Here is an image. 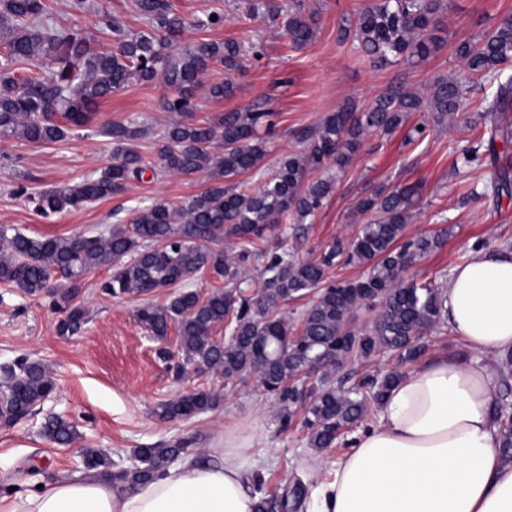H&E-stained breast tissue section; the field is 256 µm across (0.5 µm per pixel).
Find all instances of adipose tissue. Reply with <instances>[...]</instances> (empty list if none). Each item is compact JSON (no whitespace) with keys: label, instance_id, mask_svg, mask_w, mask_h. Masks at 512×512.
<instances>
[{"label":"adipose tissue","instance_id":"obj_1","mask_svg":"<svg viewBox=\"0 0 512 512\" xmlns=\"http://www.w3.org/2000/svg\"><path fill=\"white\" fill-rule=\"evenodd\" d=\"M442 318L464 356L440 354L403 371L374 423L329 461L311 452L305 512H512V461L501 450L499 368L512 354V250H480L452 269ZM254 441L191 452L150 481L94 472L0 497V512H255L247 464Z\"/></svg>","mask_w":512,"mask_h":512}]
</instances>
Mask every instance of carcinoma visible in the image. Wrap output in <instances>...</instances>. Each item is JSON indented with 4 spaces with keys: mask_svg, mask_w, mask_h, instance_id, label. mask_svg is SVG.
Returning <instances> with one entry per match:
<instances>
[{
    "mask_svg": "<svg viewBox=\"0 0 512 512\" xmlns=\"http://www.w3.org/2000/svg\"><path fill=\"white\" fill-rule=\"evenodd\" d=\"M133 10L146 22L137 32L110 26L118 46L98 50L91 39L72 27L49 21L47 0H0V43L6 45L0 61V136H14L32 143H53L67 137L73 126L88 122L89 104L134 82L161 77L175 95L165 98L164 108L184 117L170 125L158 147L159 169L170 176L205 178V188L178 204L155 203L138 211L132 222L113 227L108 235L30 237L0 225V282L24 295L53 293L67 311L58 325L60 335L78 332L85 312L71 301L78 281L90 271L106 267L110 278L102 283L113 297H139L186 283L207 270L229 288H218L202 298L184 289L163 303H143L136 312L139 323L157 340L176 329L184 364L200 372H216L232 381L254 373L263 391L279 404L282 426L298 411L308 431L310 447L325 450L344 431L362 422L400 370L383 378L366 379L346 386L332 375L349 362L387 351L397 365L420 359L425 352L423 336L441 319V285L416 284L403 279L408 264L417 256L439 247L447 230L433 236L403 241L411 218L416 189L413 186L380 188L359 199V214L369 219L348 245L337 242L319 259L296 262L279 253L270 255L259 293L246 298L233 291L246 263L260 252L266 232L293 215L302 220L315 213L332 192L335 179H310L332 163L342 169L372 131L390 133L406 123L413 112H430L438 122L475 108L478 118L489 121V134H480L461 149L471 165L483 151L497 165L492 195L496 201L512 198V166L498 164L494 142L506 113L512 111V74L503 65L512 61V17L503 19L476 42H463L455 57L465 76L436 81L427 96L392 86L360 108L347 103L326 114L316 128H303L297 138L302 151L282 158L274 175L254 192L238 190L235 178L254 169L267 152L259 132L273 127V112L259 104L247 112H228L213 122H189L199 77L216 66L235 72L248 49L243 41H209L169 50L172 38L185 28L184 18L170 0H133ZM445 10V0H378L364 7L354 24L339 29L338 40H352L374 66L382 68L400 58L425 60L437 48L431 31ZM290 43L308 45L316 34V12L305 11L300 2L285 6L283 15ZM32 64L34 73L20 80L16 64ZM496 85L495 91L475 102L481 82ZM103 134L112 143L115 162L79 183L65 184L33 194L23 186L34 208L44 216L59 214L122 192L132 179H141L148 168L140 150L142 127L130 122L112 124ZM235 242L231 257L220 244ZM366 268V275L332 283L328 269L339 257ZM61 273L66 288L51 285ZM316 301L305 311L297 333L280 314L290 300L311 291ZM378 305L371 325L353 326L356 311ZM235 319L228 343L212 336L228 316ZM316 363L329 365L317 384L308 388L289 386ZM55 382L38 360L21 357L0 366V414L17 421L42 404L54 391ZM509 382L498 405L502 448L512 458V404ZM220 395L211 390H188L160 403L157 412L166 420H184L214 409ZM41 436L56 445H71L75 427L60 416L42 423ZM188 451L187 442L171 440L132 451L134 463L113 470L102 453L88 449L83 466L107 481L139 483L149 480ZM305 495L299 484L284 487L260 498L256 512H289Z\"/></svg>",
    "mask_w": 512,
    "mask_h": 512,
    "instance_id": "cac0c4a2",
    "label": "carcinoma"
}]
</instances>
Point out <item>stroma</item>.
<instances>
[{"label": "stroma", "mask_w": 512, "mask_h": 512, "mask_svg": "<svg viewBox=\"0 0 512 512\" xmlns=\"http://www.w3.org/2000/svg\"><path fill=\"white\" fill-rule=\"evenodd\" d=\"M93 7L76 16L69 0H48L54 22L84 29L101 49L111 48L109 21L140 30L143 23L132 10V0H91ZM367 0H304L316 10L318 29L306 47H292L282 20H247L245 0H172L185 20L182 36L173 49L197 42L250 39L263 55L261 62L244 59L240 70L224 74L213 69L200 79L195 93L194 120L211 121L226 112H243L266 104L275 113L276 127L267 138V153L259 165L240 175L242 189H258L279 160L300 151L295 133L319 123L346 102L364 106L394 84L424 93L439 78L458 72L456 46L493 30L512 16V0H446L447 8L436 32L438 47L428 60L402 59L384 68L373 67L352 43H339L346 22L355 20ZM223 14L215 27L199 26L206 11ZM235 85L221 100L208 96L209 85L223 76ZM168 91L161 81L134 83L89 109L85 126L73 128L67 138L35 144L0 137V224H10L29 236L70 237L129 223L134 214L159 201L179 203L200 193V176H168L131 182L121 194L51 217L37 213L17 186L37 192L94 175L113 161L112 145L101 128L137 122L147 130L143 151L155 162V144L177 115L165 111ZM423 113H411L406 126L368 134L361 149L343 168L334 170L335 189L315 214L304 221L289 219L287 235L272 232L268 248L285 244L301 261L316 259L328 245L352 241L364 222L357 214L358 200L375 188L415 186L416 205L404 236L434 235L447 229L441 245L418 257L404 278L418 283L439 280L443 272L468 261L474 246L487 249L512 246V200L493 203L485 190L495 167L483 162L463 166L458 153L473 130L471 114L456 117L452 125L426 123V135L408 140L410 125L422 122ZM424 122V121H423ZM110 275L100 268L83 277L72 303L82 307L86 322L80 332L62 336L57 325L63 317L52 296L29 297L0 284V365L27 356L43 362L55 383L54 393L38 414L12 425L0 423V496L10 494L19 474H27L28 490L84 473L81 451L106 452L115 467L132 463L134 448L172 439H187L194 451L220 448L224 433L235 429L252 434L254 454L248 469L265 491L273 492L297 476L299 462L310 453L308 432L300 420L281 427L273 399L263 393L254 377L224 381L213 373L180 372L176 333L158 342L142 328L135 311L136 298H114L99 284ZM170 359H162L159 349ZM188 389L217 392V407L185 421H165L155 412L158 403ZM58 414L72 422L80 438L60 447L44 440L39 427L45 416Z\"/></svg>", "instance_id": "obj_1"}]
</instances>
